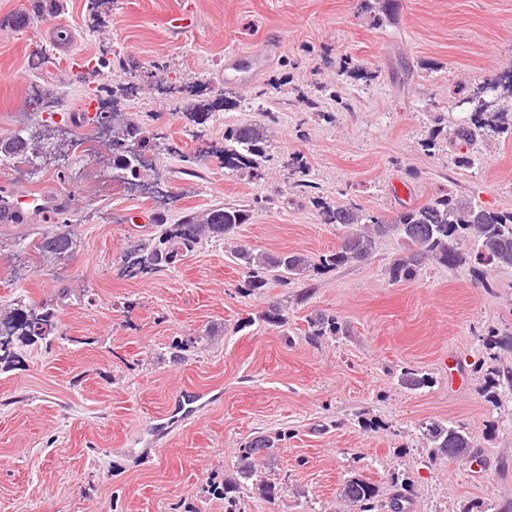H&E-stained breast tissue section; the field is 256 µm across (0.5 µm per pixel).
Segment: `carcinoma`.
Returning a JSON list of instances; mask_svg holds the SVG:
<instances>
[{"mask_svg":"<svg viewBox=\"0 0 512 512\" xmlns=\"http://www.w3.org/2000/svg\"><path fill=\"white\" fill-rule=\"evenodd\" d=\"M365 11L369 24L380 27L387 18L388 2L365 0ZM483 90L482 86L476 87L467 97L475 107L477 128L512 135V113L500 107L484 109ZM112 136L116 138V145L112 146L113 166L121 169L127 181L141 182L147 176L141 157L152 149L156 135L146 134L131 121L117 119L112 125ZM268 138V128L258 124L231 125L224 129V168L237 173L258 169L265 157ZM249 212L248 205L227 204L202 215L188 212L175 224L167 223V218L158 213L151 231L124 254L123 273L132 278L148 269L174 265L202 242L220 241L233 234L248 220ZM319 217L324 224L345 229L338 249L320 260L323 268L367 261L372 258L378 240L388 236L396 237L403 245L402 252L389 266L390 279L395 283L414 280L429 261L448 269L473 262L482 266L483 276L492 266L512 265V211L488 210L448 193L402 210L389 219L354 204L336 207L321 204ZM76 245L74 235L60 229L41 233L35 249L44 259L56 260L68 256ZM233 257L246 270L249 287L254 291L267 287L271 279L286 282L300 278L311 267L308 257L302 253L257 252L245 245L238 246ZM308 328V335L317 338L342 332L336 317L323 313L310 316ZM55 329V308L51 304L22 303L9 312L0 311V370L9 369L24 346L41 342L51 347ZM422 436L433 452L450 458L465 455L473 447L468 435L446 421L425 424ZM285 438L284 432H259L245 442L239 477L224 482L222 489L229 505H235L232 492L241 487L240 480L255 475L257 461L272 456ZM341 497L353 512H374L378 507L376 487L361 479H349Z\"/></svg>","mask_w":512,"mask_h":512,"instance_id":"1","label":"carcinoma"}]
</instances>
